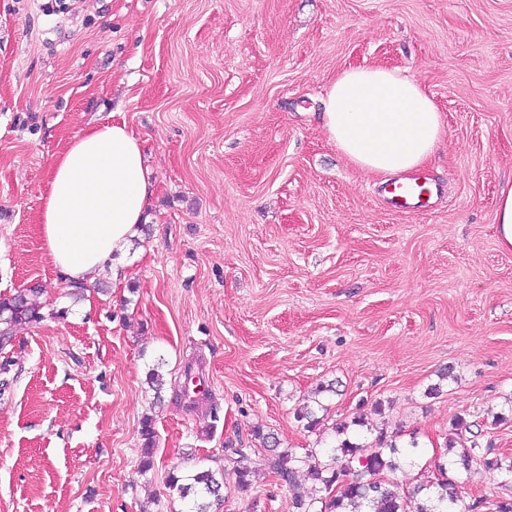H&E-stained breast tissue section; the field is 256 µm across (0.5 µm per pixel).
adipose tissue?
Wrapping results in <instances>:
<instances>
[{"instance_id":"obj_1","label":"adipose tissue","mask_w":512,"mask_h":512,"mask_svg":"<svg viewBox=\"0 0 512 512\" xmlns=\"http://www.w3.org/2000/svg\"><path fill=\"white\" fill-rule=\"evenodd\" d=\"M322 107L328 140L372 175L412 173L444 135L432 97L396 67L342 70ZM152 193L143 147L125 120L83 131L56 158L41 196L42 247L53 266L79 284L120 265L148 219Z\"/></svg>"}]
</instances>
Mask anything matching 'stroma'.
Returning <instances> with one entry per match:
<instances>
[{"label":"stroma","instance_id":"35a3bbf8","mask_svg":"<svg viewBox=\"0 0 512 512\" xmlns=\"http://www.w3.org/2000/svg\"><path fill=\"white\" fill-rule=\"evenodd\" d=\"M66 2L0 0V297L45 290L0 350V512H191L169 480L203 468L227 476L215 512H288L266 436L324 464L383 432L403 487L443 463L464 502L511 494L449 440L459 416L512 460V251L495 224L512 0ZM372 64L443 114L427 213L389 208L321 129L330 81ZM115 112L151 168L150 221L109 292L78 298L41 247L40 197L55 157ZM188 366L208 383L193 403ZM316 400L309 430L295 412ZM226 451L230 457L234 458V463H236L233 473L238 488L242 491L247 490L251 484L250 474L252 472L249 466L248 455L241 448H226Z\"/></svg>","mask_w":512,"mask_h":512}]
</instances>
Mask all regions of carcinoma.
<instances>
[{
	"instance_id": "1",
	"label": "carcinoma",
	"mask_w": 512,
	"mask_h": 512,
	"mask_svg": "<svg viewBox=\"0 0 512 512\" xmlns=\"http://www.w3.org/2000/svg\"><path fill=\"white\" fill-rule=\"evenodd\" d=\"M43 289L28 288L10 298H0V347L12 341L15 325L40 318L43 303L40 297ZM451 428L461 442L460 457L464 465L471 462L482 465L489 471H499L512 476V461L505 464L502 459L492 454L491 448L478 445L477 435L467 439L463 433L470 432V425L461 417L451 422ZM141 437L143 439L142 466L153 465L155 432L152 420L146 418L142 422ZM340 454H331V463L309 466L311 479L322 484L326 496L317 501L309 499L299 492L296 482V458L287 451L273 455L269 461L272 473L293 491L291 500L292 512H461L456 482L447 477V468L443 464L435 465L437 476L420 484L416 492H430L428 502L417 503L414 495L401 491L393 482L373 479L383 471L397 469L395 454L397 445L379 436L369 444L353 443L345 438L337 446ZM229 456L234 458L236 466L233 470L238 488L245 491L250 486L251 468L249 458L241 448L227 449ZM358 463L361 473L372 476L363 481L359 478L349 479L352 463ZM224 487V477L217 476L210 470H203L194 475L193 483L179 487L181 497L196 492L199 502L195 504L196 512H207L203 500L207 497H218ZM467 512H512V495L500 496L496 499L476 498L465 506Z\"/></svg>"
}]
</instances>
